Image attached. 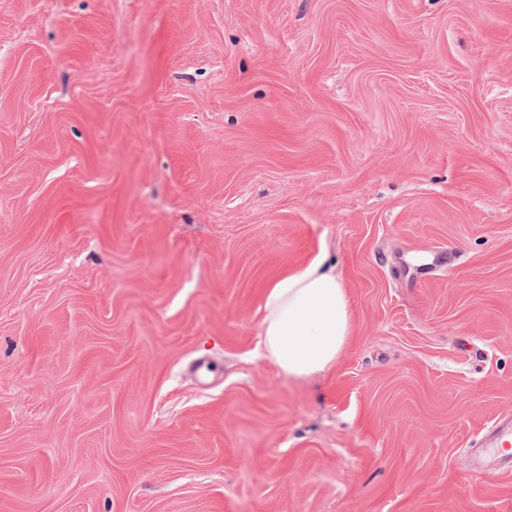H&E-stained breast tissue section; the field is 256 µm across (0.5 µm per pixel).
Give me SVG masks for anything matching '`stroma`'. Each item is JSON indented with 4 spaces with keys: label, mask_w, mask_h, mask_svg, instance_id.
<instances>
[{
    "label": "stroma",
    "mask_w": 512,
    "mask_h": 512,
    "mask_svg": "<svg viewBox=\"0 0 512 512\" xmlns=\"http://www.w3.org/2000/svg\"><path fill=\"white\" fill-rule=\"evenodd\" d=\"M506 412L512 0H0V512H512ZM350 333L349 298L339 277L318 260L268 289L261 319L264 357L299 379L336 361Z\"/></svg>",
    "instance_id": "stroma-1"
}]
</instances>
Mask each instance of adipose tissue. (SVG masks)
<instances>
[{
  "instance_id": "adipose-tissue-1",
  "label": "adipose tissue",
  "mask_w": 512,
  "mask_h": 512,
  "mask_svg": "<svg viewBox=\"0 0 512 512\" xmlns=\"http://www.w3.org/2000/svg\"><path fill=\"white\" fill-rule=\"evenodd\" d=\"M350 333L348 295L333 269L315 261L268 289L261 319L265 358L299 379L335 362Z\"/></svg>"
}]
</instances>
